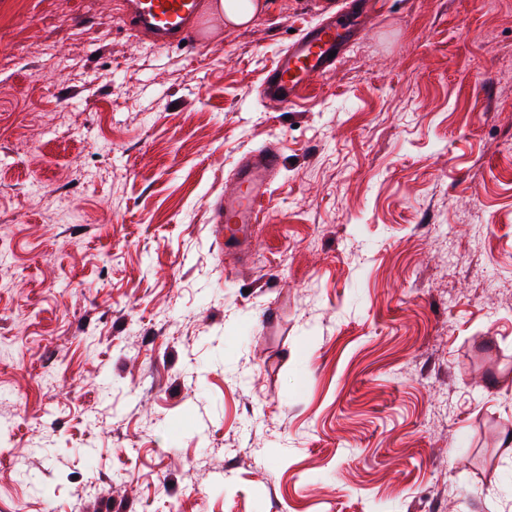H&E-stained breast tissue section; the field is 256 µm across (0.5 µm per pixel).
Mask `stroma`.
Wrapping results in <instances>:
<instances>
[{
    "label": "stroma",
    "mask_w": 512,
    "mask_h": 512,
    "mask_svg": "<svg viewBox=\"0 0 512 512\" xmlns=\"http://www.w3.org/2000/svg\"><path fill=\"white\" fill-rule=\"evenodd\" d=\"M214 3L0 0V512H512V0H369L285 113L310 0ZM118 6L123 22L149 34L157 45L198 41L201 0H126ZM215 8L224 12L226 21L234 26L250 23L267 8L266 0H220ZM280 164V155L272 146L243 158L236 168V188L231 193H224V204L221 201L215 207V222L234 224V236L244 231L245 224L256 223L261 198L278 172Z\"/></svg>",
    "instance_id": "stroma-1"
}]
</instances>
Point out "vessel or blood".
<instances>
[{"label":"vessel or blood","instance_id":"1","mask_svg":"<svg viewBox=\"0 0 512 512\" xmlns=\"http://www.w3.org/2000/svg\"><path fill=\"white\" fill-rule=\"evenodd\" d=\"M356 0L319 8V21L301 32L282 52L269 77L259 87V97L287 111L311 82L336 69L354 40ZM202 15L201 0H121L119 16L131 28L147 33L160 46L196 40ZM278 151L271 146L243 158L236 168V187L217 204L219 224L245 225L258 220L261 199L280 168Z\"/></svg>","mask_w":512,"mask_h":512}]
</instances>
